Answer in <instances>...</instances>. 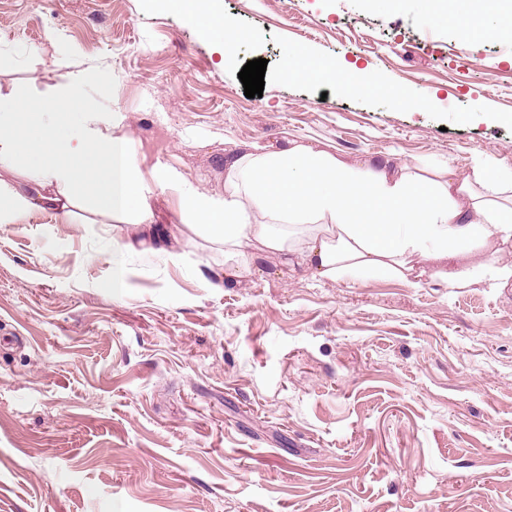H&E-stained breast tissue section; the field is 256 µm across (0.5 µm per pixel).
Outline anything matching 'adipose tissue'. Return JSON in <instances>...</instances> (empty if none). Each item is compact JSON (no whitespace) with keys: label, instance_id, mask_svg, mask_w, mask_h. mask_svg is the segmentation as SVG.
<instances>
[{"label":"adipose tissue","instance_id":"1","mask_svg":"<svg viewBox=\"0 0 512 512\" xmlns=\"http://www.w3.org/2000/svg\"><path fill=\"white\" fill-rule=\"evenodd\" d=\"M218 0H164L165 8L196 25L228 57L247 32L226 25ZM112 82L108 68L72 71L54 104L36 113L27 127L19 114L26 104L0 95V166L27 156L28 186L0 200V226L14 224L33 209L60 203L76 181L95 183L94 206L112 215H135L151 223V188L178 189L180 220L223 244L239 270L269 251H290L291 227H299V256L314 274L333 279L362 268L413 270L419 257L448 258V245L477 242L485 249L512 240V190L498 176L423 180L388 158L359 164L311 145L269 150L255 144L224 160V193L198 192L172 168L143 177L126 142L114 136L124 117L94 109L76 112L74 141L54 135L63 119L58 105L83 100L93 86Z\"/></svg>","mask_w":512,"mask_h":512}]
</instances>
